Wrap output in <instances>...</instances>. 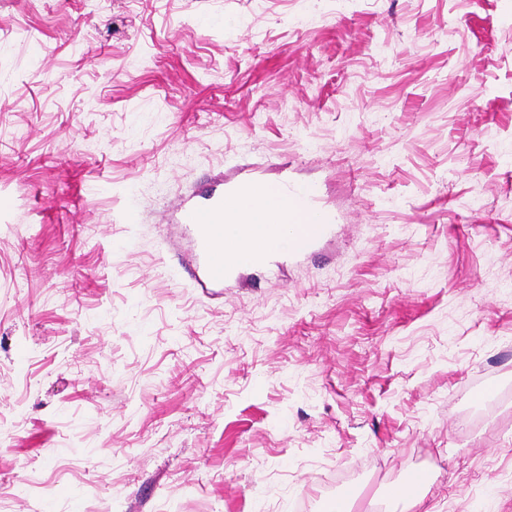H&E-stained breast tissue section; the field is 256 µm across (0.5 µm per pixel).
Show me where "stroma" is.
Listing matches in <instances>:
<instances>
[{
  "label": "stroma",
  "mask_w": 512,
  "mask_h": 512,
  "mask_svg": "<svg viewBox=\"0 0 512 512\" xmlns=\"http://www.w3.org/2000/svg\"><path fill=\"white\" fill-rule=\"evenodd\" d=\"M0 69V512H512V0H0ZM265 183L323 231L204 295ZM275 186L277 185H260L252 187L249 193L241 191L229 196L224 195V209L216 216L222 217L224 224H240L242 230L237 234L225 236L223 255L218 248L224 239V224H220L222 222L217 218L213 221L215 224L207 223L211 216L206 212L189 213L187 219L196 227L199 263L197 270L184 266L185 273L200 281L202 286L206 285V282L199 276V271L208 283L214 285L223 283L224 259L242 262L249 254L245 241V224L251 228L252 237H257L261 232V225L254 223L265 224L264 232L256 238V243L267 252L293 248L298 243V239L284 236L281 231L293 229L290 223L297 224L301 228L303 221L294 204L288 199L273 202L269 200V195ZM274 191L277 198L293 197L300 202L301 213L307 222L304 224L306 234L303 236V242L314 238L320 232L325 220L322 211L314 203L315 192L309 187L300 190L283 187ZM280 224L288 225H282L280 231ZM432 484L433 481L427 477L424 485L413 493L407 494V490L398 489V498L406 503L408 510H413L416 512H433L434 507L429 506L426 503V498L431 490Z\"/></svg>",
  "instance_id": "obj_1"
}]
</instances>
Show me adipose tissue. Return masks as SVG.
Masks as SVG:
<instances>
[{"mask_svg": "<svg viewBox=\"0 0 512 512\" xmlns=\"http://www.w3.org/2000/svg\"><path fill=\"white\" fill-rule=\"evenodd\" d=\"M272 186L260 185L250 192H238L224 199V221L228 224H264L265 229L256 240L259 247L269 252L293 248L295 237L283 235L284 224H301L302 219L295 206L288 200H271Z\"/></svg>", "mask_w": 512, "mask_h": 512, "instance_id": "obj_1", "label": "adipose tissue"}]
</instances>
